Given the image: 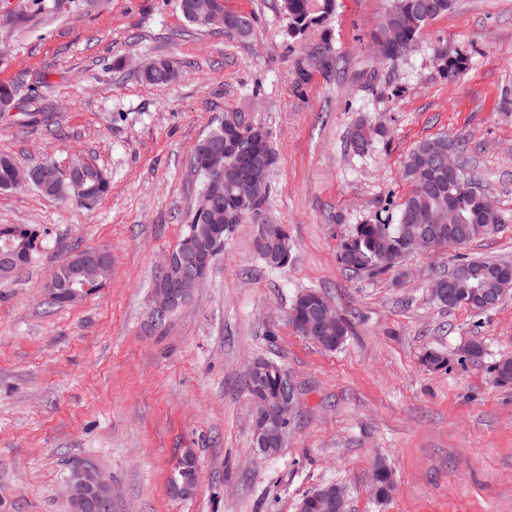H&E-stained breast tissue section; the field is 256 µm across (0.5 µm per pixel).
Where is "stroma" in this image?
Listing matches in <instances>:
<instances>
[{"label":"stroma","mask_w":512,"mask_h":512,"mask_svg":"<svg viewBox=\"0 0 512 512\" xmlns=\"http://www.w3.org/2000/svg\"><path fill=\"white\" fill-rule=\"evenodd\" d=\"M280 4L225 0L254 18L242 38L190 25L174 0H0V81L46 84L0 115V153L22 167L88 162L110 182L91 207L0 191V226L42 235L33 262L0 284V512H71L77 460L111 482L112 512H296L330 482L346 487L349 512H512V384L490 372L512 357V292L483 313L430 294L459 259L512 264V0H456L395 60L374 40L386 0H340L300 41L286 37ZM444 46L472 59L452 84L434 61ZM157 59L178 70L174 82L141 81ZM228 112L271 134L265 217L287 226L293 260L266 267L257 225H237L193 298L154 325L155 275L196 196L187 158ZM361 120L378 130L365 155L350 142ZM440 133L467 140L466 170L504 223L374 278L347 274L340 243L397 214L405 155ZM85 248L110 253L109 278L48 307L57 265ZM310 288L350 323L337 351L289 322ZM474 340L475 362L461 356ZM430 350L447 367L424 366ZM258 358L290 372L302 405L263 460L245 389ZM188 451L200 478L180 497L170 480ZM379 458L395 474L383 503L371 488Z\"/></svg>","instance_id":"stroma-1"}]
</instances>
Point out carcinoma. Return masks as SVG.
I'll list each match as a JSON object with an SVG mask.
<instances>
[{
  "label": "carcinoma",
  "instance_id": "obj_1",
  "mask_svg": "<svg viewBox=\"0 0 512 512\" xmlns=\"http://www.w3.org/2000/svg\"><path fill=\"white\" fill-rule=\"evenodd\" d=\"M197 2L205 6L208 0H176V9L189 23L201 27H224L246 38L252 31V17L243 12L229 11L224 21L207 16L201 10L200 18L193 17L184 10V2ZM455 0H388L378 24V49L384 58L400 56L403 47L414 46L421 39L425 28L433 20L448 14ZM337 0H283L282 9L287 19L286 35L292 40H302L315 29L324 27L335 17ZM439 67L444 80L455 82L470 66V59L457 51H448L443 47L437 52ZM178 71L167 60H156L142 71V80L152 86H163L173 82ZM240 137L238 149L224 156L225 169H236L245 156H255L274 148L270 132L260 124L244 123L236 113H227L224 119L212 127L201 138L190 153L189 164L197 179V201L191 210L184 233L176 249L205 248L213 249L212 259L224 252V237L233 232V225L243 222H257L263 214L271 195V184L261 187L254 209L242 210L234 192L226 187L216 203L209 201L213 187V176L209 170V150L224 145L229 134ZM465 144L459 140L439 135L418 141L407 153L402 165V178L410 186V192L400 205L397 222L389 218L378 217L372 222L355 226L349 238L341 242L339 258L347 257L350 265L344 269L351 273H364L377 277L402 263L396 258L390 265L380 261L385 250H395L402 244V238L418 232L421 225L433 224L435 219L454 208L462 217L454 231L459 240L466 244L485 234L497 224L503 222V216L497 209L487 207L485 193L475 194L458 192L454 180L448 174L431 177L424 172L427 160L436 156L448 160V156L459 158ZM15 160L8 154H0V191L13 190L15 184ZM82 184L83 195L89 204L98 203L109 191V182L95 166L77 163L72 166ZM30 188L40 194L58 199L76 198L73 179L62 172L56 164L42 161L31 167ZM13 242L12 260L0 264V282L9 281L16 271L30 264L38 252V231L29 225H10L0 227V249L5 239ZM259 259L271 269H282L292 260L290 239L274 240L265 246H256ZM92 250L84 249L63 259L48 284L47 295L53 305L76 302L93 293L108 279L111 261L106 256L96 258L94 268L87 267ZM464 276L456 286L454 293H448V284L441 282L431 291V297L440 306L454 309L461 305L479 312L481 308L470 301L469 289L482 285V289L497 292L503 296L504 289L512 288V281H499L485 276L487 271H510L512 264L493 260L465 261ZM327 300L316 290H305L294 299L291 310L300 314L309 308L325 304ZM350 324L346 318L337 316L324 339L322 348L334 351L341 347L349 335ZM490 372L500 384L512 383V361L502 359L494 363ZM176 474L171 482V491L184 496V490L197 485L198 466L194 456L187 452L178 461ZM372 493L379 502L388 500L394 490V475L385 462L375 465L373 471Z\"/></svg>",
  "mask_w": 512,
  "mask_h": 512
}]
</instances>
